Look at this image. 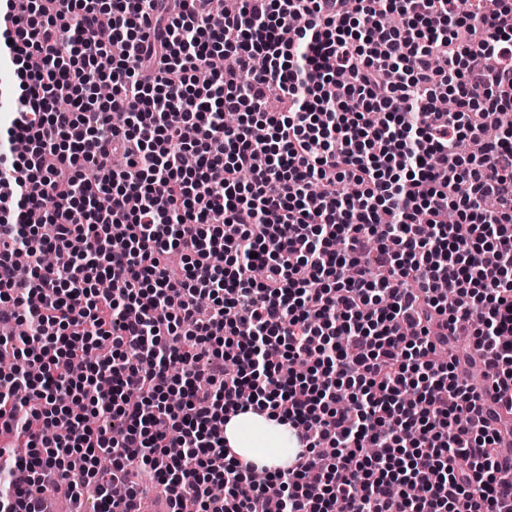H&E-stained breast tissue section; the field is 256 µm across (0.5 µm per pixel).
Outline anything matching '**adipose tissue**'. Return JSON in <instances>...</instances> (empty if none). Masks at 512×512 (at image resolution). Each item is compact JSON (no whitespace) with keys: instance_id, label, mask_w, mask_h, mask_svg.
Masks as SVG:
<instances>
[{"instance_id":"ef3b65f1","label":"adipose tissue","mask_w":512,"mask_h":512,"mask_svg":"<svg viewBox=\"0 0 512 512\" xmlns=\"http://www.w3.org/2000/svg\"><path fill=\"white\" fill-rule=\"evenodd\" d=\"M224 437L240 457L270 471L286 467L290 451L296 448L287 421L253 410L231 419L224 427Z\"/></svg>"}]
</instances>
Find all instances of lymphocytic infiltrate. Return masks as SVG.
I'll return each mask as SVG.
<instances>
[{"mask_svg":"<svg viewBox=\"0 0 512 512\" xmlns=\"http://www.w3.org/2000/svg\"><path fill=\"white\" fill-rule=\"evenodd\" d=\"M12 2L0 512H512V0ZM266 409L275 498L224 438Z\"/></svg>","mask_w":512,"mask_h":512,"instance_id":"obj_1","label":"lymphocytic infiltrate"}]
</instances>
